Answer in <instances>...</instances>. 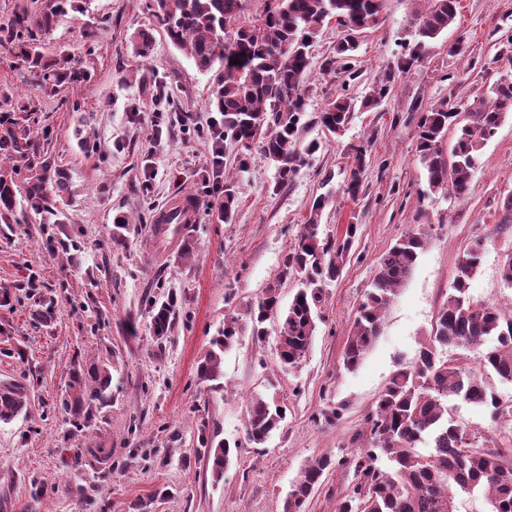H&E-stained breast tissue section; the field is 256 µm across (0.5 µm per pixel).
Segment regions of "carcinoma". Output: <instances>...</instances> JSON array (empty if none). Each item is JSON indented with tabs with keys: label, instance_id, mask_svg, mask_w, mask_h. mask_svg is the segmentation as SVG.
<instances>
[{
	"label": "carcinoma",
	"instance_id": "obj_1",
	"mask_svg": "<svg viewBox=\"0 0 512 512\" xmlns=\"http://www.w3.org/2000/svg\"><path fill=\"white\" fill-rule=\"evenodd\" d=\"M248 0H150L152 25L161 29L176 47L187 51L196 67L210 70L224 62L216 76L212 105L224 119V145L240 146L237 170L247 171L252 149H257L275 167L272 191L292 184L320 144L304 143L300 131L306 116L305 81L311 66L314 29L334 19L345 29L336 44V58L324 70L356 78L353 71L357 35L378 25L382 0H269L263 13L245 15ZM73 6V0H49L40 11L26 9L14 14L0 46L20 61L22 77L31 86L56 94L68 84L91 79L90 70L71 55L46 56L39 38L49 33ZM459 0H430L418 29L419 40L408 56L398 61L403 69L421 57L426 44L455 22ZM133 55L141 60L154 50L152 29L136 32L131 40ZM239 63H234V60ZM493 102H479L462 113L442 102L420 113L416 149L427 173L429 188H448V194L467 195L477 157L486 141L512 112V82L492 87ZM0 109V222L17 224V211L42 216L44 224H62L67 175L54 158L34 139L30 125L35 103L28 98H5ZM354 99L343 96L319 115L320 124L332 135L344 134ZM458 136L450 156L440 142L450 129ZM368 148H351V166L345 193L353 200L363 189L369 166ZM9 159L3 165L1 156ZM236 200L234 180L224 178V201L218 203L229 220ZM329 198L317 196L301 231L290 244L274 279L262 290L248 312L249 330L257 342L273 339L279 366L297 368L306 359L320 319L326 285L337 280L345 266L358 225H346L335 238L319 233L322 211ZM129 221L120 215L112 224V246L127 244ZM428 234L412 231L401 236L379 258V270L357 315L343 355L344 367L356 369L380 335L384 312L400 287L410 277ZM482 259V243L474 241L457 263L453 292L439 310L429 336L415 362L400 368L391 378L375 408L365 419L368 446L351 456L320 455L310 460L292 482L283 512H306L323 477L337 469H351L354 483L337 502L336 512H461L462 494L484 491L492 512H512V461L503 448H488L481 433L458 424L448 412V397L490 410L493 421L507 426L505 439L512 444V400L490 392L483 372L492 370L504 383L512 384V315L476 301L469 289ZM298 282L288 308L280 306L279 286ZM153 337L166 341L181 317L176 293L149 302ZM274 324L275 329L268 328ZM244 328L238 319H225L224 328L212 337L210 347L197 366V379L213 390L223 387L224 353L235 347ZM494 345L487 348L488 341ZM477 352L474 366L448 357L449 348ZM112 376L108 367L88 370L77 367L61 400L65 413L76 426L84 427L95 417L98 406L111 401ZM30 391L14 380L0 381V422L8 423L27 410ZM286 407L274 397L251 398L246 423V441L262 448L281 428ZM208 425L201 424L198 453L206 461L213 482L224 479L231 448L215 441Z\"/></svg>",
	"mask_w": 512,
	"mask_h": 512
}]
</instances>
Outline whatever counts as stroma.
Returning <instances> with one entry per match:
<instances>
[{
	"label": "stroma",
	"mask_w": 512,
	"mask_h": 512,
	"mask_svg": "<svg viewBox=\"0 0 512 512\" xmlns=\"http://www.w3.org/2000/svg\"><path fill=\"white\" fill-rule=\"evenodd\" d=\"M428 6L383 0L379 24L358 36L359 75L348 82L323 70L341 27L332 21L316 28L301 138L321 148L275 195L274 167L253 155L227 221L205 203L203 182L212 169L199 132L223 66L200 71L157 29L153 55L139 67L129 38L150 25L148 0H78L60 17L42 37V51L86 60L92 78L53 96L29 91L18 79L20 63L0 47V97L32 96L48 152L69 174L66 223L47 235L30 213L17 225L0 223V289L10 292L9 304L0 305V379L21 381L31 394L26 412L0 422V512H130L135 501L146 503L145 512H282L309 460L361 448L366 415L394 372L414 362L473 240H482L484 255L471 295L512 311V288L499 276L512 253V218L501 209L512 194V115L484 145L465 198L430 190L416 152L420 112L444 101L462 109L491 99L492 85L512 77V0H460L455 23L419 61L397 68ZM386 74L390 91L377 106L356 107L344 135L325 132L320 112L341 96L361 102ZM157 110L172 119L159 133L151 124ZM183 112L193 113V123H177ZM354 144L369 153L355 200L342 190ZM326 190L333 197L321 235L335 236L351 222L359 230L339 280L326 288L306 359L281 371L273 343L246 333L224 355L223 389L210 390L196 376L210 337L225 315H246ZM181 192L203 205L186 240L169 243L155 235L153 217ZM119 213L130 224L124 249L111 241ZM412 230L427 231V245L387 308L373 348L356 370H346V340L378 260ZM77 236L81 249H62ZM187 241L195 249L185 257ZM172 290L184 318L160 343L150 332L147 301ZM78 363H105L112 373L111 405L80 429L59 406ZM271 385L287 416L266 447L254 448L245 439L248 403ZM205 419L235 446L217 484L195 453ZM36 482L46 497L34 495ZM162 487L170 498L155 499Z\"/></svg>",
	"instance_id": "stroma-1"
}]
</instances>
